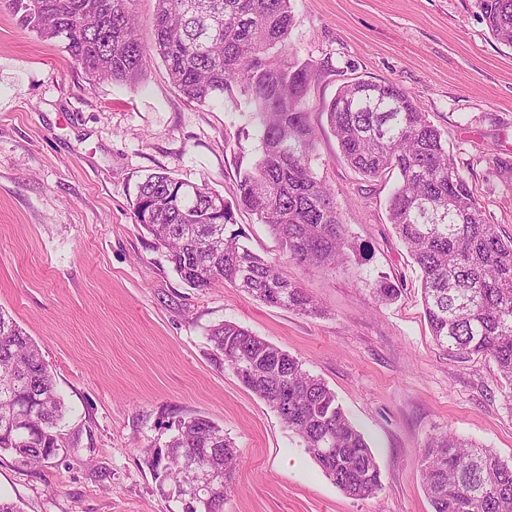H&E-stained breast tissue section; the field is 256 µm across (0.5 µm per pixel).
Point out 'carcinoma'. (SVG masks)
Instances as JSON below:
<instances>
[{
  "label": "carcinoma",
  "instance_id": "carcinoma-1",
  "mask_svg": "<svg viewBox=\"0 0 512 512\" xmlns=\"http://www.w3.org/2000/svg\"><path fill=\"white\" fill-rule=\"evenodd\" d=\"M136 0H10L39 38L55 40L93 81L133 84L158 56L185 98L205 105L236 96L260 133V154L240 177L235 205L166 173L137 185L136 223L167 250L190 287L231 285L303 315L322 310L277 261L231 229L233 208L268 226L290 261L335 269L348 256L335 193L315 174L316 132L307 96L312 65L282 55L290 0H156L153 41L140 34ZM497 42L512 47V0H474ZM338 147L368 180L397 173L388 220L421 271L425 317L437 347L462 361L490 358L512 407V236L488 221L448 152L444 134L396 82L355 80L325 106ZM378 301L398 289L377 280ZM214 349L245 388L272 409L344 494L375 496L380 470L336 393L302 362L248 329L208 330ZM65 404L31 339L0 309V451L29 463L56 456ZM239 450L203 417L182 419L152 466L170 481L181 512H224ZM431 512H512V459L453 434L428 438L421 459Z\"/></svg>",
  "mask_w": 512,
  "mask_h": 512
}]
</instances>
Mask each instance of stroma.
Listing matches in <instances>:
<instances>
[{
  "mask_svg": "<svg viewBox=\"0 0 512 512\" xmlns=\"http://www.w3.org/2000/svg\"><path fill=\"white\" fill-rule=\"evenodd\" d=\"M473 0H291L288 58L315 67L313 169L335 191L347 260L333 271L285 260L255 216L249 247L279 260L321 305L308 317L229 286L195 289L136 224L135 184L165 172L234 202L259 136L238 100L199 106L150 60L133 86L93 82L0 0V308L37 344L67 413L65 453L31 466L0 452V497L22 512H181L151 464L171 424L204 417L241 456L224 512H430L420 457L448 432L512 456V409L493 363L434 343L421 273L387 216L393 178L346 162L325 111L338 88L389 79L440 128L491 223L512 234V48ZM386 277L397 299L374 302ZM230 321L299 358L333 389L381 471L375 497L342 493L276 413L224 368L207 338Z\"/></svg>",
  "mask_w": 512,
  "mask_h": 512,
  "instance_id": "1",
  "label": "stroma"
}]
</instances>
